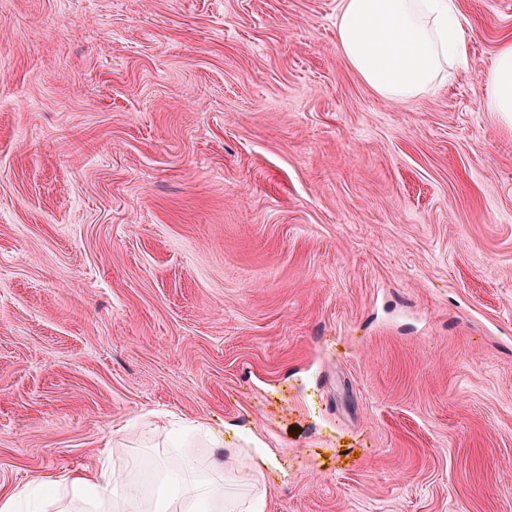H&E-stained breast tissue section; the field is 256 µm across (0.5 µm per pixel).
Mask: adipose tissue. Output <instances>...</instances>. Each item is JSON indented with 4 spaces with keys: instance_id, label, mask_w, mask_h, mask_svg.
I'll return each mask as SVG.
<instances>
[{
    "instance_id": "obj_1",
    "label": "adipose tissue",
    "mask_w": 512,
    "mask_h": 512,
    "mask_svg": "<svg viewBox=\"0 0 512 512\" xmlns=\"http://www.w3.org/2000/svg\"><path fill=\"white\" fill-rule=\"evenodd\" d=\"M457 0H342L337 18L341 53L361 80L380 97L404 102L449 76L452 61L465 58L466 36ZM488 111L512 124V43L504 44L484 73ZM224 461L199 470L190 453L179 467L154 475L155 494L137 482L117 480L109 456L93 466L40 484L39 496L18 486L0 494V512H224V486L215 478Z\"/></svg>"
}]
</instances>
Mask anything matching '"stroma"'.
<instances>
[{
  "label": "stroma",
  "instance_id": "1",
  "mask_svg": "<svg viewBox=\"0 0 512 512\" xmlns=\"http://www.w3.org/2000/svg\"><path fill=\"white\" fill-rule=\"evenodd\" d=\"M407 102L341 0H0V489L223 445L259 512H512V0ZM483 81L489 88L487 111L500 113L512 125V43L500 47Z\"/></svg>",
  "mask_w": 512,
  "mask_h": 512
}]
</instances>
